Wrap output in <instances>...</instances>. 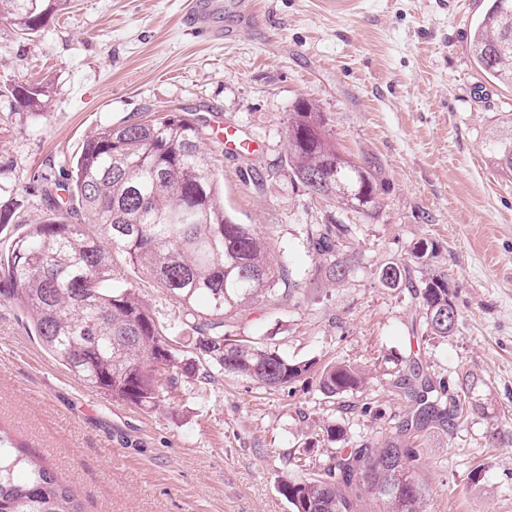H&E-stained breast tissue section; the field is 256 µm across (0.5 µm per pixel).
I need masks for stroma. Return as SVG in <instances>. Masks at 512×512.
<instances>
[{
  "mask_svg": "<svg viewBox=\"0 0 512 512\" xmlns=\"http://www.w3.org/2000/svg\"><path fill=\"white\" fill-rule=\"evenodd\" d=\"M189 0H75L29 36L0 21V88L46 84L32 117L0 95V251L45 207L35 174L65 178L83 142L142 112L189 111L223 175L224 208L262 233L286 263L292 293L226 319L238 337L293 360L363 367L366 390L324 396L316 379L263 388L212 369H175L172 398L142 410L86 387L54 361L24 314L0 304V425L46 458L84 512H291L277 485L291 458L327 464L313 447L327 425L348 447L395 434L409 403L394 386V358L416 355L422 376L457 386L466 415L450 431H425L416 476L426 512H512V180L488 164L484 141L512 88L491 83L466 51L488 0H259L254 20L213 19L229 39L185 22ZM324 112L338 147L377 158L388 190L375 213L309 196L280 164L299 101ZM236 127L251 153L224 151L216 124ZM351 225L357 250L340 281L309 240L329 221ZM421 239L438 245L432 269L410 265ZM412 280L447 275L457 329L423 335L408 289L381 287L387 262ZM122 277L153 316L182 310L132 265Z\"/></svg>",
  "mask_w": 512,
  "mask_h": 512,
  "instance_id": "1",
  "label": "stroma"
}]
</instances>
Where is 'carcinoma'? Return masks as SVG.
Here are the masks:
<instances>
[{"instance_id": "carcinoma-1", "label": "carcinoma", "mask_w": 512, "mask_h": 512, "mask_svg": "<svg viewBox=\"0 0 512 512\" xmlns=\"http://www.w3.org/2000/svg\"><path fill=\"white\" fill-rule=\"evenodd\" d=\"M73 2L0 0V19L30 35ZM469 51L491 82L512 87V0H490L470 30ZM7 92L34 115L49 96L40 83L13 84ZM485 151L498 174L511 179L512 113L498 120ZM285 165L291 181L309 194L332 197L350 211L375 210L387 191L379 161L342 152L325 115L309 102L297 103L289 118ZM32 194L50 214L26 225L7 254L0 253V303L21 308L44 350L87 387L151 409L163 390L160 376L180 364L174 328L155 319L136 289L123 283L117 256L141 268L182 307L181 326L196 333L198 362L184 364L189 373L204 362L270 388L310 378L313 363L291 361L226 330L227 312L274 298L280 284H294L288 266L273 268L255 227L236 223L224 210L196 113L153 112L105 127L84 143L68 178L41 173L33 177ZM353 240L348 224L332 221L316 231L313 249L333 258L326 277L339 280L349 271ZM435 257L428 240L410 250L422 267ZM378 279L385 288L413 289L430 335H453L456 326L437 319L448 308L457 312L446 275L431 274L416 286L407 266L388 262ZM397 385L411 402L397 436L342 448L321 474L281 479L292 512H358L365 496L379 512H425L416 438L430 427L455 428L464 404L447 382L417 372ZM365 386L364 374L342 362L325 366L318 380L329 398ZM0 512H82L69 486L1 426Z\"/></svg>"}]
</instances>
